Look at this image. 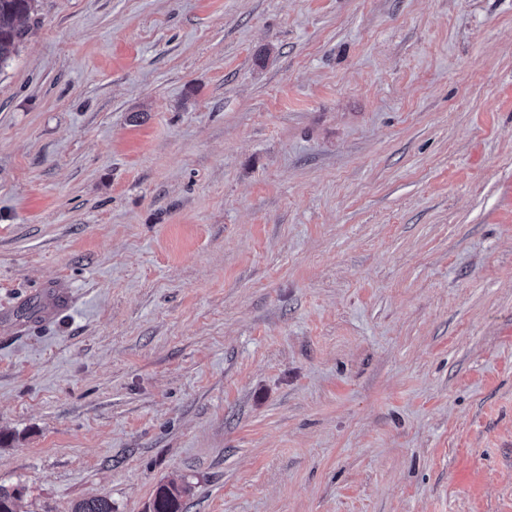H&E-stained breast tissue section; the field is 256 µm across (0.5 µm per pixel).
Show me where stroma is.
Returning <instances> with one entry per match:
<instances>
[{
    "label": "stroma",
    "instance_id": "obj_1",
    "mask_svg": "<svg viewBox=\"0 0 512 512\" xmlns=\"http://www.w3.org/2000/svg\"><path fill=\"white\" fill-rule=\"evenodd\" d=\"M0 67L22 512H512V0H36ZM189 490L183 480L169 479L161 483L148 506L149 512H182L185 508L183 499Z\"/></svg>",
    "mask_w": 512,
    "mask_h": 512
}]
</instances>
